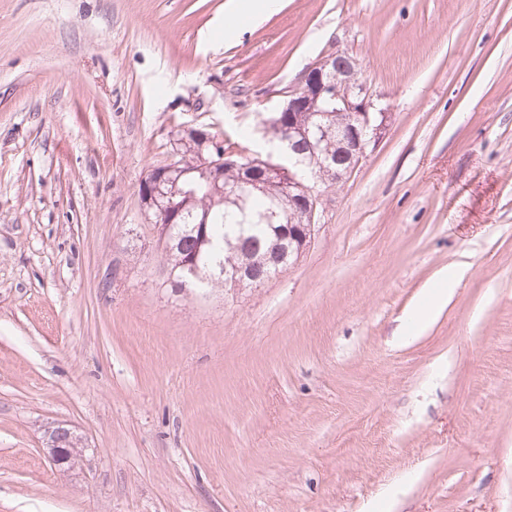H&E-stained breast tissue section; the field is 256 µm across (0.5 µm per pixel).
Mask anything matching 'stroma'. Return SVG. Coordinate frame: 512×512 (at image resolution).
Masks as SVG:
<instances>
[{
	"mask_svg": "<svg viewBox=\"0 0 512 512\" xmlns=\"http://www.w3.org/2000/svg\"><path fill=\"white\" fill-rule=\"evenodd\" d=\"M236 3L0 0V512H512V0ZM336 50L390 120L309 246L172 287L139 195L172 131L265 155ZM457 274L454 270H448V276L444 277L447 288H435L426 292V299L421 304L419 309L413 312L409 317V322L412 324H423L428 322L436 313L448 304V300L452 297L453 288L451 284L456 279ZM75 438L70 430L57 426L49 433L48 454L52 463L60 469H66L72 457V442Z\"/></svg>",
	"mask_w": 512,
	"mask_h": 512,
	"instance_id": "35a3bbf8",
	"label": "stroma"
}]
</instances>
